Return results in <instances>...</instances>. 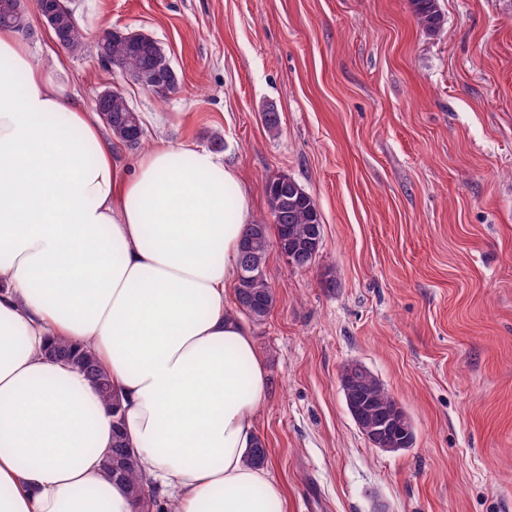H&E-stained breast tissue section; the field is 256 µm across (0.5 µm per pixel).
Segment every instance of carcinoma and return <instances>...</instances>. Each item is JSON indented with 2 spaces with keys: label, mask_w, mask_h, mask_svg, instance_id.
<instances>
[{
  "label": "carcinoma",
  "mask_w": 512,
  "mask_h": 512,
  "mask_svg": "<svg viewBox=\"0 0 512 512\" xmlns=\"http://www.w3.org/2000/svg\"><path fill=\"white\" fill-rule=\"evenodd\" d=\"M437 2L409 0L418 25L427 32H434L445 24V15ZM62 3L71 15V21L67 23L65 49L78 56L87 50L86 36L69 8V0H62ZM21 5L23 0H0V27H12L14 12ZM108 48L121 66L137 73L136 82L147 90L157 69L169 62L163 50L151 41L131 48L115 36ZM106 115L105 123L112 136L123 144L131 139L133 132L143 128L138 112L132 110L128 99L119 90L112 91ZM264 193L268 212L275 218L271 226L275 228L280 255L287 263L294 264L297 270L309 267L323 246L322 218L315 201L297 181L286 176L267 181ZM271 226L260 220L250 225L238 258L240 275L236 285V314L256 324L268 318L275 303L274 291L263 273ZM46 354L76 365L95 385L106 408L112 412L115 426L112 448L104 464L106 475L125 482L137 512H175L167 498L156 489L145 487L136 456L125 441L119 397L112 389L111 377L99 366L93 353L60 342L50 346ZM339 380L341 391L352 390L353 402L346 406L349 415L374 429V435L367 437L369 447L377 448L381 443L394 445L403 439L405 413L393 412L396 400L368 367L347 362L340 369Z\"/></svg>",
  "instance_id": "carcinoma-1"
}]
</instances>
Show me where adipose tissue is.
Masks as SVG:
<instances>
[{"instance_id": "adipose-tissue-1", "label": "adipose tissue", "mask_w": 512, "mask_h": 512, "mask_svg": "<svg viewBox=\"0 0 512 512\" xmlns=\"http://www.w3.org/2000/svg\"><path fill=\"white\" fill-rule=\"evenodd\" d=\"M253 222L209 151L159 142L121 174L94 112L0 28V512H134L104 474L113 417L57 341L93 348L177 512H285L246 461L269 385L232 312Z\"/></svg>"}]
</instances>
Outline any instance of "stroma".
I'll list each match as a JSON object with an SVG mask.
<instances>
[{
	"mask_svg": "<svg viewBox=\"0 0 512 512\" xmlns=\"http://www.w3.org/2000/svg\"><path fill=\"white\" fill-rule=\"evenodd\" d=\"M25 6L36 62L60 63L86 108L117 88L139 113L121 170L162 139L233 164L258 217L281 175L315 201L321 253L295 270L269 248L276 302L249 327L286 512H512V0H439L433 34L408 0H73L88 40L159 43L178 78L164 97L62 50ZM348 361L410 416L412 448H369Z\"/></svg>",
	"mask_w": 512,
	"mask_h": 512,
	"instance_id": "stroma-1",
	"label": "stroma"
}]
</instances>
